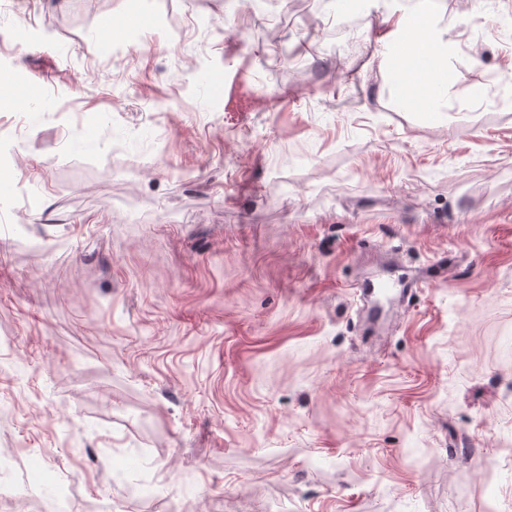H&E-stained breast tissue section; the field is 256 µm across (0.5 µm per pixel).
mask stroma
<instances>
[{
	"label": "stroma",
	"instance_id": "obj_1",
	"mask_svg": "<svg viewBox=\"0 0 512 512\" xmlns=\"http://www.w3.org/2000/svg\"><path fill=\"white\" fill-rule=\"evenodd\" d=\"M350 5L0 11V512H512V0ZM391 10V15L396 18L394 30L383 44L382 56L384 61L398 58L400 55V35L409 28L418 24L420 32L411 45L412 52L430 62L428 73L420 72L412 62L408 61L403 70L402 84H399L406 95L411 96L421 86L423 89L429 82L427 89L422 92L419 102L425 112H441L442 103L434 90L429 87L437 81V65L441 58L447 56L448 43L443 40L436 31L434 17L425 7L410 6L406 0L386 1Z\"/></svg>",
	"mask_w": 512,
	"mask_h": 512
}]
</instances>
